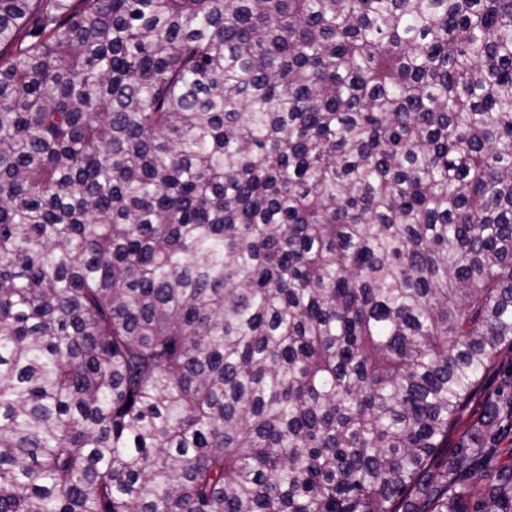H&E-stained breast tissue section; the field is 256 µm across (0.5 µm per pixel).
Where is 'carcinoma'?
I'll return each mask as SVG.
<instances>
[{"label":"carcinoma","instance_id":"cac0c4a2","mask_svg":"<svg viewBox=\"0 0 512 512\" xmlns=\"http://www.w3.org/2000/svg\"><path fill=\"white\" fill-rule=\"evenodd\" d=\"M512 0H0V512H512ZM512 393V349L504 347L498 354L490 372L475 386L471 401L461 410L448 437V447H455L466 439L480 417L478 408L490 400L502 401Z\"/></svg>","mask_w":512,"mask_h":512}]
</instances>
